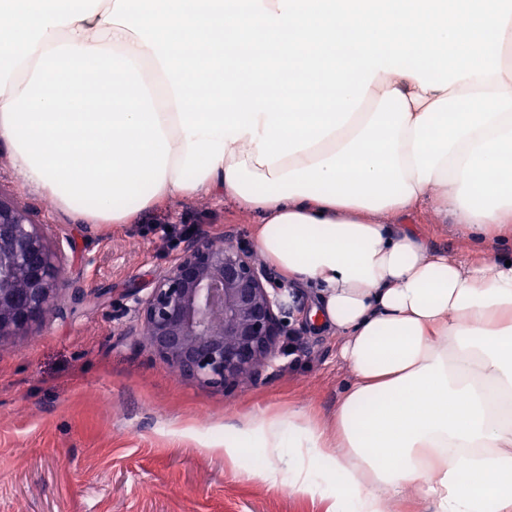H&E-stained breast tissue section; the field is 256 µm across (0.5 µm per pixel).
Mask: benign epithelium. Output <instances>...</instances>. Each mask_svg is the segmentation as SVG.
Listing matches in <instances>:
<instances>
[{
	"mask_svg": "<svg viewBox=\"0 0 512 512\" xmlns=\"http://www.w3.org/2000/svg\"><path fill=\"white\" fill-rule=\"evenodd\" d=\"M51 246L36 214L0 200V340L21 337L57 309L61 292L84 298L61 263L67 234ZM283 289L253 248L224 247V235H185L179 253L132 295L136 324L156 359L183 376L227 391L257 379L295 334Z\"/></svg>",
	"mask_w": 512,
	"mask_h": 512,
	"instance_id": "benign-epithelium-1",
	"label": "benign epithelium"
}]
</instances>
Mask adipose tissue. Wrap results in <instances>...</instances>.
I'll use <instances>...</instances> for the list:
<instances>
[{"instance_id": "adipose-tissue-1", "label": "adipose tissue", "mask_w": 512, "mask_h": 512, "mask_svg": "<svg viewBox=\"0 0 512 512\" xmlns=\"http://www.w3.org/2000/svg\"><path fill=\"white\" fill-rule=\"evenodd\" d=\"M114 0H0V147L24 185L84 224L224 196L255 213L261 256L314 289L351 380L324 426L301 410L224 428L238 465L331 498L332 512H512V21L501 72L444 89L378 72L351 119L271 165L250 134L200 184L173 89L150 47L108 23ZM505 240L473 263L386 223Z\"/></svg>"}]
</instances>
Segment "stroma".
<instances>
[{
  "instance_id": "1",
  "label": "stroma",
  "mask_w": 512,
  "mask_h": 512,
  "mask_svg": "<svg viewBox=\"0 0 512 512\" xmlns=\"http://www.w3.org/2000/svg\"><path fill=\"white\" fill-rule=\"evenodd\" d=\"M0 199L70 235L64 267L84 288L79 304L61 294L64 317L47 315L24 341L0 343V512H328L330 500L247 476L264 465L259 449L239 469L224 457L225 426L260 409L330 423L351 374L339 336L308 318L310 289L293 290L290 350L229 393L181 376L129 333L131 293L177 253L182 228L231 229L250 245L253 214L201 194L127 224H81L24 188L2 149ZM406 223L455 258L495 250L426 211Z\"/></svg>"
}]
</instances>
